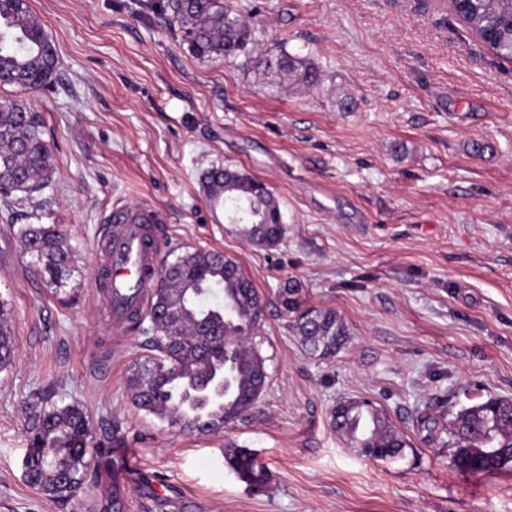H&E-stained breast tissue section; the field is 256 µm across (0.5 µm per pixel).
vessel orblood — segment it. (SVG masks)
I'll use <instances>...</instances> for the list:
<instances>
[{
	"label": "vessel or blood",
	"instance_id": "obj_1",
	"mask_svg": "<svg viewBox=\"0 0 512 512\" xmlns=\"http://www.w3.org/2000/svg\"><path fill=\"white\" fill-rule=\"evenodd\" d=\"M164 218L151 204L114 208L99 233L100 298L111 329L125 331L132 313L151 308V286L161 270Z\"/></svg>",
	"mask_w": 512,
	"mask_h": 512
}]
</instances>
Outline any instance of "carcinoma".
<instances>
[{
  "label": "carcinoma",
  "mask_w": 512,
  "mask_h": 512,
  "mask_svg": "<svg viewBox=\"0 0 512 512\" xmlns=\"http://www.w3.org/2000/svg\"><path fill=\"white\" fill-rule=\"evenodd\" d=\"M172 19L189 50L201 59L249 57L250 23L224 0H170ZM462 14L471 33L494 55L512 57V0H470ZM258 66L294 75L314 86L321 72L283 50L275 65L258 57ZM57 53L30 0H0V88L27 94L54 86ZM54 144L46 138L43 113L27 98L0 95V196L42 191L52 170ZM203 195L246 243L276 245L283 237L280 204L267 185L246 171L214 165L203 175ZM23 253L37 258L36 276L52 293L74 272L72 252L57 224H23L18 229ZM155 305L148 317L153 336L148 354L137 358L129 376L133 406L180 433H205L248 417L266 386L267 358L262 354L263 297L239 263L221 252L201 255L186 250L163 264ZM300 288L278 292L284 309L295 314L292 330L302 348L321 358L336 354L348 329L335 310L302 307ZM8 303L0 300V370L14 362ZM223 400L222 412L205 426L188 419L189 406ZM29 448L24 477L40 492L70 498L83 489L91 461L99 451L91 421L77 404L58 405L40 395L29 402ZM331 427L362 453L395 458L407 446L386 411L365 400H344L329 411ZM417 423L434 438L451 436L454 466L468 473L512 472V400L489 397L460 410L448 422L422 413ZM225 461L251 486L267 475L254 455L233 448Z\"/></svg>",
  "instance_id": "1"
}]
</instances>
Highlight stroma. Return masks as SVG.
I'll return each mask as SVG.
<instances>
[{"mask_svg":"<svg viewBox=\"0 0 512 512\" xmlns=\"http://www.w3.org/2000/svg\"><path fill=\"white\" fill-rule=\"evenodd\" d=\"M166 0H31L57 49L55 89L39 94L54 141L52 183L0 198V298L15 360L0 371V512H113L90 470L56 499L23 475L24 405L77 403L96 437L118 435L137 462L128 512H512V473L466 474L447 442L426 444L419 413L456 414L512 398V63L493 57L444 0H230L260 53L320 70L306 87L238 58L200 59ZM241 168L278 199L286 233L270 248L216 223L201 187L214 165ZM148 202L167 251L219 250L265 297L266 388L252 415L209 435L172 433L129 401L150 320L113 335L94 264L112 208ZM58 224L75 266L63 294L34 279L13 232ZM300 283L332 308L347 347L312 357L275 299ZM383 408L408 442L376 460L329 424L344 399ZM267 471L253 487L230 445Z\"/></svg>","mask_w":512,"mask_h":512,"instance_id":"obj_1","label":"stroma"}]
</instances>
